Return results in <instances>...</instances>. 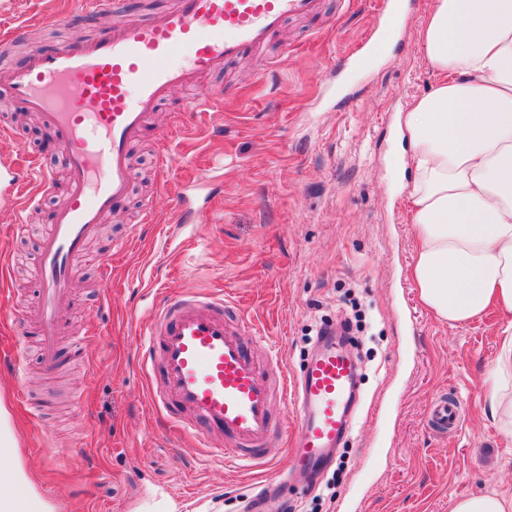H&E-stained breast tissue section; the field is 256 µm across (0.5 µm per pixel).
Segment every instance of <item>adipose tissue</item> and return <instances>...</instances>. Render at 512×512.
Wrapping results in <instances>:
<instances>
[{
  "label": "adipose tissue",
  "instance_id": "1",
  "mask_svg": "<svg viewBox=\"0 0 512 512\" xmlns=\"http://www.w3.org/2000/svg\"><path fill=\"white\" fill-rule=\"evenodd\" d=\"M420 42L435 83L404 119L418 240L410 277L449 326L501 316L483 391L512 441V0H434ZM0 512H53L1 451Z\"/></svg>",
  "mask_w": 512,
  "mask_h": 512
}]
</instances>
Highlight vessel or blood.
I'll use <instances>...</instances> for the list:
<instances>
[{
  "mask_svg": "<svg viewBox=\"0 0 512 512\" xmlns=\"http://www.w3.org/2000/svg\"><path fill=\"white\" fill-rule=\"evenodd\" d=\"M322 6V0H177L147 22L116 23L95 37L34 53L23 66L0 68V87L21 110L39 116L67 174L66 202L49 214L39 244L40 301L20 321L26 335L39 338L46 369L60 364L62 306L89 241L113 203L128 193L129 148L149 132L158 104L173 90L222 70L244 47L268 43L285 19L318 15ZM405 7V0H376L380 41L390 42ZM0 170L18 191L53 184L33 157L1 160ZM254 331L245 314L227 318L216 295L189 293L165 301L145 326L147 360L159 364L163 377V390L150 405L192 446L225 465L270 466L284 457L298 467L313 466L352 429L355 362L335 337L325 336L294 375L278 354L258 363L243 342ZM277 399L289 406L297 427L288 442L273 448ZM462 417L460 400L443 394L428 424L448 433Z\"/></svg>",
  "mask_w": 512,
  "mask_h": 512,
  "instance_id": "vessel-or-blood-1",
  "label": "vessel or blood"
}]
</instances>
